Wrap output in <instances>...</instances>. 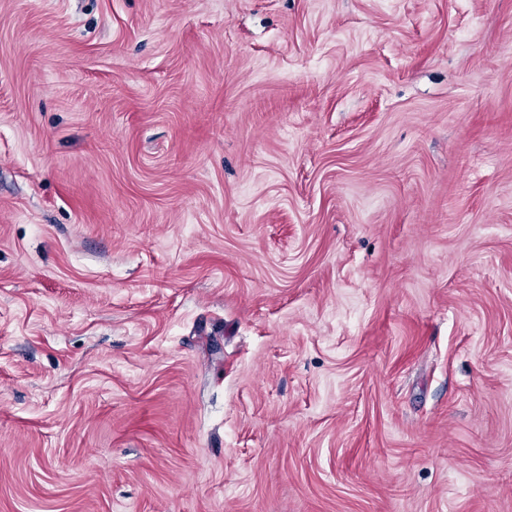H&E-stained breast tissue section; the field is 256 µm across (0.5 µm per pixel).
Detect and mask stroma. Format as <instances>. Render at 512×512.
Wrapping results in <instances>:
<instances>
[{"mask_svg": "<svg viewBox=\"0 0 512 512\" xmlns=\"http://www.w3.org/2000/svg\"><path fill=\"white\" fill-rule=\"evenodd\" d=\"M0 512H512V0H0Z\"/></svg>", "mask_w": 512, "mask_h": 512, "instance_id": "35a3bbf8", "label": "stroma"}]
</instances>
